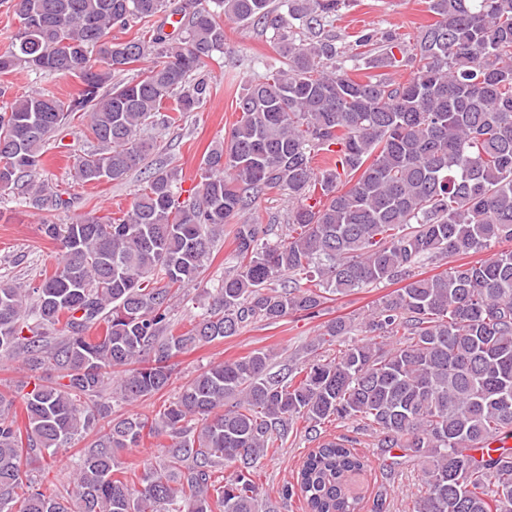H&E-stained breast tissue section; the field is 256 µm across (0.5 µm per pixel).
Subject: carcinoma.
I'll use <instances>...</instances> for the list:
<instances>
[{
    "label": "carcinoma",
    "instance_id": "1",
    "mask_svg": "<svg viewBox=\"0 0 512 512\" xmlns=\"http://www.w3.org/2000/svg\"><path fill=\"white\" fill-rule=\"evenodd\" d=\"M427 4L434 22L411 45L366 28L346 46L334 23L350 0H16L0 73L81 83L68 99L36 91L0 108V189L21 190L42 212L69 207L40 171L74 119L96 141L76 158L79 181L122 182L152 150L141 129L164 102L177 113L168 123L203 104L207 83L192 76L224 53V23L272 28L279 59L238 96L195 203L179 205L178 170L159 167L121 217L44 220L61 252L55 271L32 289L0 287V357L60 378H39L19 398L0 392V512H276L259 502L261 459L297 421L316 433L333 419L423 466L412 512H512V448L478 453L512 438V248L494 250L512 243V0ZM160 12L181 16L178 40L155 26ZM116 27L135 35L112 38ZM149 56L137 78L116 80ZM361 66L381 73L353 79ZM400 67L404 81L390 73ZM272 189L288 192L300 232L270 241L262 225L237 224L236 268L192 328L174 332V289ZM485 252L416 274L427 260ZM384 281L404 286L378 301L365 339L288 381L257 350L203 368L152 420L114 418L102 396L118 371L114 394L148 400L169 385L178 354L254 320L314 317L328 297ZM323 328L345 336L350 322ZM104 419L76 463L78 510L62 496L18 494L24 456L51 457ZM147 435L169 441L162 462L140 475L119 466L118 453ZM356 444L318 442L282 497L299 491L308 512H360L356 478L371 462Z\"/></svg>",
    "mask_w": 512,
    "mask_h": 512
}]
</instances>
